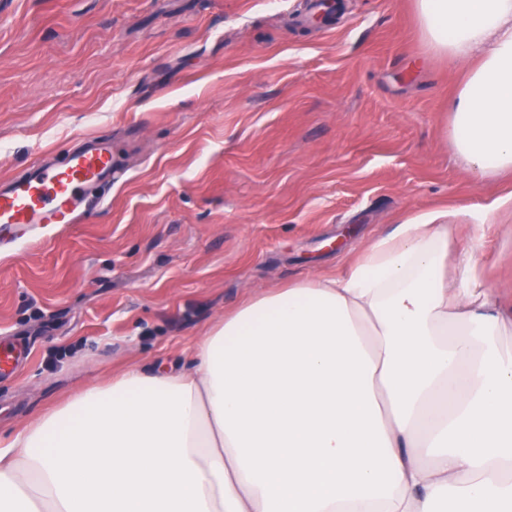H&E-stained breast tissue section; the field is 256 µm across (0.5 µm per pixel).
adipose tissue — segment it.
Segmentation results:
<instances>
[{"mask_svg": "<svg viewBox=\"0 0 512 512\" xmlns=\"http://www.w3.org/2000/svg\"><path fill=\"white\" fill-rule=\"evenodd\" d=\"M466 74L467 173L512 171V0H414ZM408 218L335 277L251 297L190 347L81 388L0 448V512H512V309Z\"/></svg>", "mask_w": 512, "mask_h": 512, "instance_id": "obj_1", "label": "adipose tissue"}]
</instances>
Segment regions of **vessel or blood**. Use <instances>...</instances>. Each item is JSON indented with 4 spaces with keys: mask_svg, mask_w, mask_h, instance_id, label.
<instances>
[{
    "mask_svg": "<svg viewBox=\"0 0 512 512\" xmlns=\"http://www.w3.org/2000/svg\"><path fill=\"white\" fill-rule=\"evenodd\" d=\"M119 171L112 142L83 139L63 159L40 160L0 181V244L47 225L74 224L98 206Z\"/></svg>",
    "mask_w": 512,
    "mask_h": 512,
    "instance_id": "b4317fda",
    "label": "vessel or blood"
}]
</instances>
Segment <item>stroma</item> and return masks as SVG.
Returning a JSON list of instances; mask_svg holds the SVG:
<instances>
[{"label":"stroma","mask_w":512,"mask_h":512,"mask_svg":"<svg viewBox=\"0 0 512 512\" xmlns=\"http://www.w3.org/2000/svg\"><path fill=\"white\" fill-rule=\"evenodd\" d=\"M301 0H0V178L111 137L101 209L0 245V439L248 298L342 273L396 224L493 207L479 280L512 306V176L465 172L447 135L461 70L414 0H345L335 29Z\"/></svg>","instance_id":"35a3bbf8"}]
</instances>
